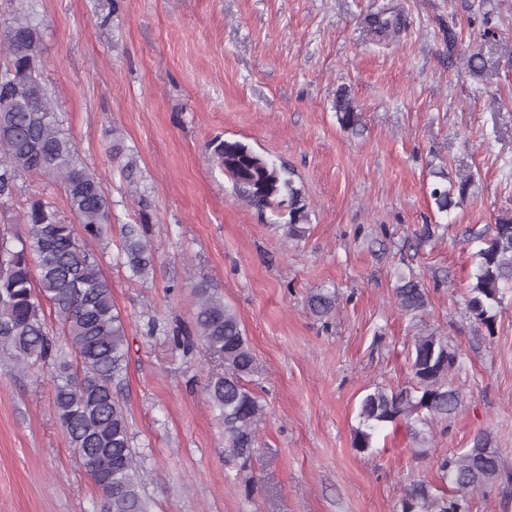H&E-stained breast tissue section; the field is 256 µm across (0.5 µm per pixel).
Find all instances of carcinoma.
<instances>
[{
  "label": "carcinoma",
  "instance_id": "cac0c4a2",
  "mask_svg": "<svg viewBox=\"0 0 512 512\" xmlns=\"http://www.w3.org/2000/svg\"><path fill=\"white\" fill-rule=\"evenodd\" d=\"M38 23L31 13L14 16L0 28V50L7 60L0 68L8 90L0 89V199L13 195L17 180L39 174L60 180L70 211L82 226L59 217L41 199L28 203L23 214L26 235L19 246L0 239V348L23 367L53 361V404L69 445L103 499V512H148L142 493L140 463L132 445L126 408L114 389L127 367L128 343L124 322L112 301V283L103 275L97 256L84 240H100L112 223V201L96 173L78 157L72 138L61 128L50 97L39 82L36 55ZM340 125L351 131L360 114L346 91L336 93ZM213 153L230 178L234 193L263 213H288L283 224L288 237L304 235L308 218L304 187L283 166L269 162L239 140H218ZM469 179L431 191L436 208L448 212L464 199ZM474 272L468 286L466 310L477 325L494 334L504 290L512 286V213L499 216L486 232L471 239ZM124 264L133 276L148 278L154 256L139 225L124 226ZM197 298L194 333H174L177 349L194 342L224 360V375L208 381V399L224 424L228 461L241 466L253 458L257 426L263 415L259 397L243 378L253 372L254 357L237 312L206 283L194 287ZM397 307L406 314L428 303L420 281L401 277L394 289ZM310 311L321 318L336 310V294L319 291L308 299ZM55 315L74 357L58 352L49 337L46 312ZM413 383L391 389L377 385L366 390L358 406L353 447L361 453L373 448L376 433L392 424L404 425L415 451L427 454L433 421H446L462 409L460 392L450 375L459 365V352L433 334L415 338L410 351ZM443 476L458 493H485L512 485V467L505 464L489 436L477 434L472 446L444 458ZM456 495H435L413 481L404 488L401 512H461Z\"/></svg>",
  "mask_w": 512,
  "mask_h": 512
}]
</instances>
